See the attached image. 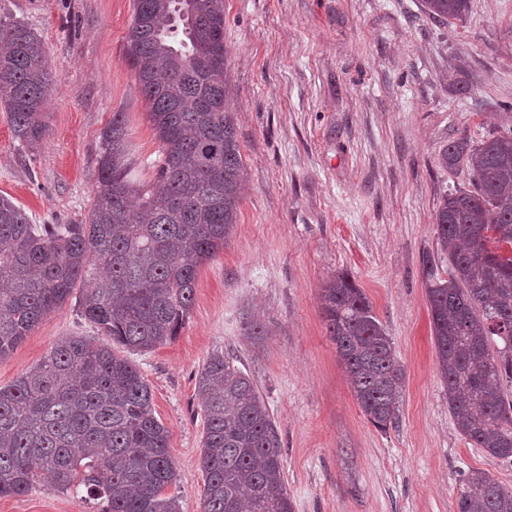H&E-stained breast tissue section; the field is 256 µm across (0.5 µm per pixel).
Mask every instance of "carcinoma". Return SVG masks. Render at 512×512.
<instances>
[{"mask_svg":"<svg viewBox=\"0 0 512 512\" xmlns=\"http://www.w3.org/2000/svg\"><path fill=\"white\" fill-rule=\"evenodd\" d=\"M470 0H423L451 25ZM126 57L161 143L154 182L131 179L122 112L101 132L93 203L78 224H33L0 196V359L80 290L103 340L66 337L0 386V497L43 475L83 490L99 512H178L169 430L137 365L114 353L170 342L194 305L199 269L224 249L246 166L227 105L224 0H133ZM56 83L42 41L0 16V106L31 150L47 135L43 105ZM469 187L443 196L437 243L448 278L426 259L428 310L448 411L473 447L512 462V132L441 151ZM321 309L351 389L380 431L397 427L404 371L373 305L346 273ZM205 416L203 512H294L278 431L254 379L222 352L200 369ZM458 512H512V492L487 471L458 475Z\"/></svg>","mask_w":512,"mask_h":512,"instance_id":"obj_1","label":"carcinoma"}]
</instances>
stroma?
Instances as JSON below:
<instances>
[{
    "label": "stroma",
    "mask_w": 512,
    "mask_h": 512,
    "mask_svg": "<svg viewBox=\"0 0 512 512\" xmlns=\"http://www.w3.org/2000/svg\"><path fill=\"white\" fill-rule=\"evenodd\" d=\"M44 43L58 83L34 151L0 110V196L34 224H74L93 202L101 132L125 113L133 177L150 182L161 145L125 55L132 0H0ZM224 79L247 178L232 236L201 268L174 340L131 358L176 463L179 512H202L199 369L216 351L255 380L281 440L294 512H457L458 473L512 490V463L455 429L438 374L424 259L448 257L435 212L469 174L442 165L449 141L512 130V0H470L455 24L422 0H224ZM468 86L457 93L449 76ZM348 273L405 371L397 428L382 432L352 395L319 291ZM264 334L252 337L253 325ZM75 299L8 357L10 385L58 340L96 336ZM0 512H97L37 482Z\"/></svg>",
    "instance_id": "35a3bbf8"
}]
</instances>
